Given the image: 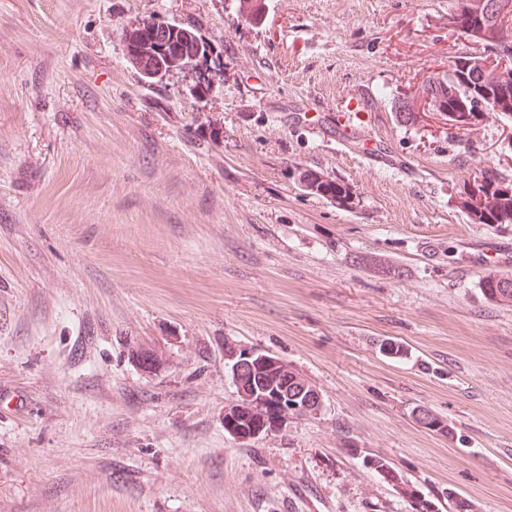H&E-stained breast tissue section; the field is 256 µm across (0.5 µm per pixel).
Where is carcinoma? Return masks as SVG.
<instances>
[{"label": "carcinoma", "instance_id": "obj_1", "mask_svg": "<svg viewBox=\"0 0 512 512\" xmlns=\"http://www.w3.org/2000/svg\"><path fill=\"white\" fill-rule=\"evenodd\" d=\"M126 37L130 59L144 77L161 68L181 69L197 62L198 56L207 55V45L201 37L167 20L144 24L128 32ZM479 42L484 46L481 63L459 70L461 79L455 83L456 99L448 100V90L442 87V79L438 74L428 77L423 85L424 90L442 97L452 111L457 109L458 101L468 100L477 91L481 70L488 64L495 69L492 80L496 87L506 90L512 96V15L501 17L495 34L481 37ZM299 179L313 194L331 198L341 204L350 199L345 184L337 180H324L309 169L300 171ZM472 209L480 215L482 224H512V197L478 193L472 198ZM480 291L490 301L512 303V282H505L503 275H485L480 282Z\"/></svg>", "mask_w": 512, "mask_h": 512}]
</instances>
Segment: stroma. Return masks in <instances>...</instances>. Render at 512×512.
I'll list each match as a JSON object with an SVG mask.
<instances>
[{"mask_svg":"<svg viewBox=\"0 0 512 512\" xmlns=\"http://www.w3.org/2000/svg\"><path fill=\"white\" fill-rule=\"evenodd\" d=\"M458 3L0 0V512H413L369 455L439 512H512V306L478 287L512 276V224L454 204L481 166L512 178V117L395 109L482 53ZM154 19L204 64L144 81L125 35ZM230 345L321 410L229 435ZM299 179L313 194L331 198L341 204L350 199V192L344 183L337 180H324L309 169L300 171Z\"/></svg>","mask_w":512,"mask_h":512,"instance_id":"1","label":"stroma"}]
</instances>
